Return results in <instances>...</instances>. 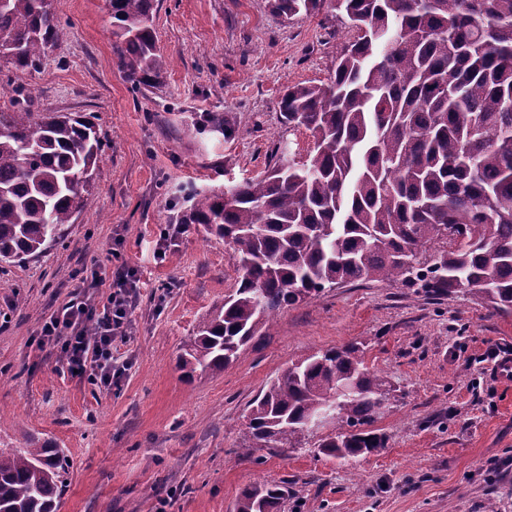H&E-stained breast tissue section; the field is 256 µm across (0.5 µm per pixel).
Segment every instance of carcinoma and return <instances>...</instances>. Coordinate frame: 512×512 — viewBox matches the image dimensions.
Here are the masks:
<instances>
[{
    "instance_id": "obj_1",
    "label": "carcinoma",
    "mask_w": 512,
    "mask_h": 512,
    "mask_svg": "<svg viewBox=\"0 0 512 512\" xmlns=\"http://www.w3.org/2000/svg\"><path fill=\"white\" fill-rule=\"evenodd\" d=\"M56 0H0V68L31 71L60 38ZM112 48L137 86L168 62L155 0H109ZM291 19L325 14L344 41L330 78L288 87L283 125L314 154L278 157L265 175L194 194L186 221L232 244L242 271L224 307L203 321L178 365L187 379L222 371L284 308L349 282L462 290L512 314V0H270ZM203 123L232 136L222 112ZM103 151L87 118L32 112L18 93L0 108V263H24L61 238L91 203ZM433 263L420 251L432 244ZM396 388L360 347L319 351L283 369L252 403L250 442L284 452L308 421L343 414L318 453L349 462L386 448L366 430ZM66 459L48 443L0 449V512H59ZM288 483L246 485L234 512H285Z\"/></svg>"
}]
</instances>
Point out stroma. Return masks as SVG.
Listing matches in <instances>:
<instances>
[{
	"label": "stroma",
	"instance_id": "obj_1",
	"mask_svg": "<svg viewBox=\"0 0 512 512\" xmlns=\"http://www.w3.org/2000/svg\"><path fill=\"white\" fill-rule=\"evenodd\" d=\"M61 38L38 70L0 72V107L18 89L34 112L87 117L103 143L90 207L38 258L0 264V449L49 441L69 460L59 512H233L256 478L287 482L289 512H512V383L486 355L512 348V315L463 292L358 282L282 310L221 372L177 366L200 322L238 281L231 244L184 223L189 193L264 174L274 149L307 159L314 140L279 118L283 91L332 73L336 22L285 20L268 0H157L169 63L135 87L115 64L107 0H58ZM223 113L232 136L201 129ZM182 224L164 261L162 229ZM139 278L131 367L103 389L39 346L43 321L94 269ZM360 342L396 387L371 425L380 453L354 465L318 454H240L251 401L289 363Z\"/></svg>",
	"mask_w": 512,
	"mask_h": 512
}]
</instances>
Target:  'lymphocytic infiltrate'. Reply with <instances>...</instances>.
<instances>
[{"mask_svg": "<svg viewBox=\"0 0 512 512\" xmlns=\"http://www.w3.org/2000/svg\"><path fill=\"white\" fill-rule=\"evenodd\" d=\"M108 288L105 300H98L100 288ZM136 293L135 274L118 268L114 277L92 275L85 289L71 295L46 318L39 331L41 344L60 351L69 370L94 384L111 388L119 383L131 362L115 357L112 345L127 340L131 329L132 300ZM96 326L95 337L84 332L86 323Z\"/></svg>", "mask_w": 512, "mask_h": 512, "instance_id": "lymphocytic-infiltrate-1", "label": "lymphocytic infiltrate"}]
</instances>
